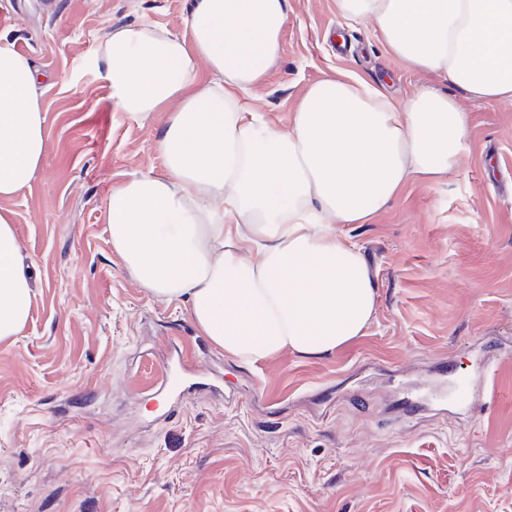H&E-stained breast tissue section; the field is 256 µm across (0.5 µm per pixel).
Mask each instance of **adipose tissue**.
<instances>
[{
	"mask_svg": "<svg viewBox=\"0 0 512 512\" xmlns=\"http://www.w3.org/2000/svg\"><path fill=\"white\" fill-rule=\"evenodd\" d=\"M407 70L435 74L476 104L512 102V0H335ZM288 0H194L186 36L113 30L101 55L121 111L145 120L178 101L157 143L158 174L107 199L113 249L140 284L186 302L217 347L254 364L285 351L323 357L363 335L377 288L365 224L412 182L434 184L465 155L469 114L422 83L396 99L351 75L312 83L287 128L248 100L282 52ZM207 67L200 80L196 61ZM41 77L0 40V197L27 185L46 140ZM32 288L0 213V341L21 334Z\"/></svg>",
	"mask_w": 512,
	"mask_h": 512,
	"instance_id": "obj_1",
	"label": "adipose tissue"
}]
</instances>
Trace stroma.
I'll use <instances>...</instances> for the list:
<instances>
[{"label":"stroma","mask_w":512,"mask_h":512,"mask_svg":"<svg viewBox=\"0 0 512 512\" xmlns=\"http://www.w3.org/2000/svg\"><path fill=\"white\" fill-rule=\"evenodd\" d=\"M192 6L0 0V37L45 77L46 138L0 197L32 286L22 335L0 342V512H512V104H467L457 168L337 225L379 292L363 336L246 366L144 288L108 231L113 186L162 172L171 110L117 109L99 50L123 26L184 34ZM342 73L397 97L421 80L334 0H288L251 99L284 126ZM489 365L503 398L463 404L454 378Z\"/></svg>","instance_id":"stroma-1"}]
</instances>
